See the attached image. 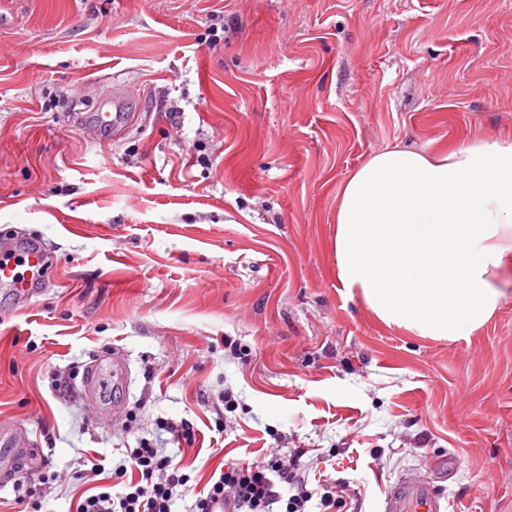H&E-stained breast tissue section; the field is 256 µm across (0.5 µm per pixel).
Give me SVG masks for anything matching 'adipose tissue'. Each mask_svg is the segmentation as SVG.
Masks as SVG:
<instances>
[{"label": "adipose tissue", "instance_id": "1", "mask_svg": "<svg viewBox=\"0 0 512 512\" xmlns=\"http://www.w3.org/2000/svg\"><path fill=\"white\" fill-rule=\"evenodd\" d=\"M337 278L381 322L456 341L497 312L512 282V146L373 154L342 182Z\"/></svg>", "mask_w": 512, "mask_h": 512}]
</instances>
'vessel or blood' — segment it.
<instances>
[{"label": "vessel or blood", "mask_w": 512, "mask_h": 512, "mask_svg": "<svg viewBox=\"0 0 512 512\" xmlns=\"http://www.w3.org/2000/svg\"><path fill=\"white\" fill-rule=\"evenodd\" d=\"M45 269L43 249L32 242L0 244V287L20 300L37 291ZM123 381V369L116 357L104 355L89 365L80 393L89 405L105 415L118 414L113 395ZM30 453L24 434L11 423L0 422V474L15 475L21 460ZM438 485L423 475L404 476L385 491L381 512H445Z\"/></svg>", "instance_id": "obj_1"}]
</instances>
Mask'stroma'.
I'll return each mask as SVG.
<instances>
[{
    "instance_id": "35a3bbf8",
    "label": "stroma",
    "mask_w": 512,
    "mask_h": 512,
    "mask_svg": "<svg viewBox=\"0 0 512 512\" xmlns=\"http://www.w3.org/2000/svg\"><path fill=\"white\" fill-rule=\"evenodd\" d=\"M0 11V232L53 256L27 304L0 291V421L34 442L21 475H70L38 488L40 512L111 490L93 462L142 437L198 489L277 448L308 488L349 481L342 512H378L432 463L447 512H512V293L469 338L413 336L346 293L331 247L339 187L372 154L512 145V0ZM112 100L126 130L94 133ZM112 351L130 372L116 419L79 394Z\"/></svg>"
}]
</instances>
